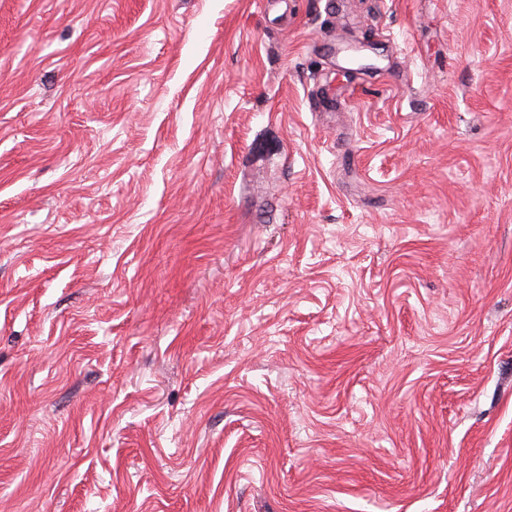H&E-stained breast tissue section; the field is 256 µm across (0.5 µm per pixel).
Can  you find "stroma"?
I'll list each match as a JSON object with an SVG mask.
<instances>
[{
    "label": "stroma",
    "mask_w": 512,
    "mask_h": 512,
    "mask_svg": "<svg viewBox=\"0 0 512 512\" xmlns=\"http://www.w3.org/2000/svg\"><path fill=\"white\" fill-rule=\"evenodd\" d=\"M0 512H512V0H0Z\"/></svg>",
    "instance_id": "obj_1"
}]
</instances>
